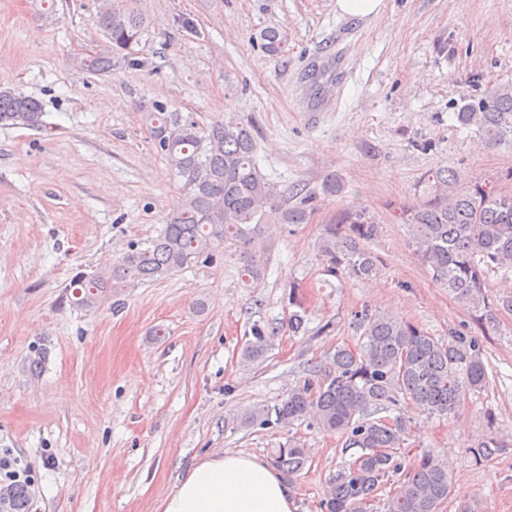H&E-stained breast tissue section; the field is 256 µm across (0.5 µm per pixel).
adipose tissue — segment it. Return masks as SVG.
Listing matches in <instances>:
<instances>
[{
  "mask_svg": "<svg viewBox=\"0 0 512 512\" xmlns=\"http://www.w3.org/2000/svg\"><path fill=\"white\" fill-rule=\"evenodd\" d=\"M163 512H295L294 491L272 467L226 451L195 463Z\"/></svg>",
  "mask_w": 512,
  "mask_h": 512,
  "instance_id": "1",
  "label": "adipose tissue"
}]
</instances>
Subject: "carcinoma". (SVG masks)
Masks as SVG:
<instances>
[{"label": "carcinoma", "instance_id": "carcinoma-1", "mask_svg": "<svg viewBox=\"0 0 512 512\" xmlns=\"http://www.w3.org/2000/svg\"><path fill=\"white\" fill-rule=\"evenodd\" d=\"M97 24L105 44L93 56L75 59L88 72H108L134 64L127 43L141 37L145 18L133 0H102ZM40 104L0 88V125L44 127ZM458 123L475 128L494 148L512 144V84L493 85L477 99H466L455 113ZM151 133L170 172L182 182L179 210L153 238L133 243L112 265L79 273L71 288L75 304L97 305L108 292L168 277L213 259L215 244L233 247L243 261L242 276L263 275L261 251L272 224H304L315 195L302 188L295 204L256 166L255 128L234 117L208 127L184 120L162 105L150 113ZM427 190L416 203L400 209L397 220L408 226L414 253L432 280L487 323L495 320L486 291L490 274L512 275V192L490 181L462 183L446 167L424 177ZM379 225L364 210L345 212L326 228L320 247L323 271L341 280L361 282L380 272L381 260L369 249ZM359 347H338L327 361L309 370L297 386L272 408L256 406L238 418L291 428L297 423L335 434L361 454L343 465L326 494L323 512H373L378 495L387 492L385 512H440L453 490L448 459L429 452L402 471L397 450L408 440L409 418L402 404L431 416L450 419L466 394L488 382L478 339L460 332L444 342L398 316L368 307L354 314ZM278 328L255 323L240 351L251 364L274 345ZM502 444L488 435L470 446L477 463ZM309 461V449L294 437L276 449L271 464L293 477ZM393 490L386 491L387 486ZM9 512H29L28 486L7 489Z\"/></svg>", "mask_w": 512, "mask_h": 512}]
</instances>
